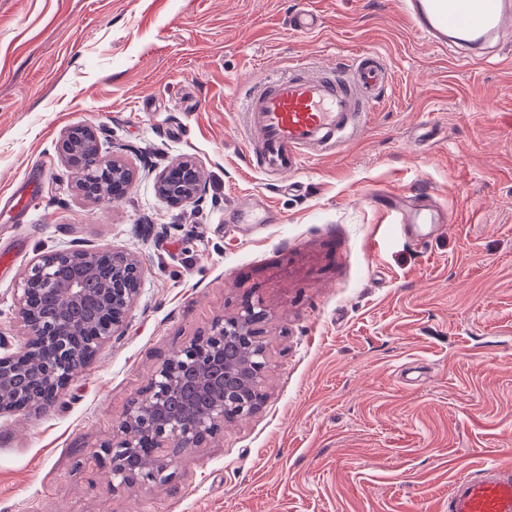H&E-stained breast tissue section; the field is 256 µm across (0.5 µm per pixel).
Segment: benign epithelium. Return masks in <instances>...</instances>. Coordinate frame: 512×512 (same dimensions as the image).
<instances>
[{"label":"benign epithelium","instance_id":"benign-epithelium-1","mask_svg":"<svg viewBox=\"0 0 512 512\" xmlns=\"http://www.w3.org/2000/svg\"><path fill=\"white\" fill-rule=\"evenodd\" d=\"M65 166L74 169L92 161L93 181L76 186L84 198L111 202L117 192L100 193L105 180L118 187L133 180V171L110 154L99 130L91 124L67 128L57 143ZM157 194L172 206L196 203L205 191L204 175L190 159L164 168L155 180ZM144 266L138 256L110 249L59 248L37 255L15 290V318L27 336L14 351L0 353V414L39 410L56 404L71 382V355L86 361L124 332L138 296ZM55 296L65 307H88L93 316L75 323L60 315L32 328L41 299ZM268 311L263 302L247 301L239 311L213 321L208 333L174 351L150 375L147 389L135 397L112 438L93 451L107 468L108 485L116 492L140 482L167 480L177 455L199 448L224 428L246 418L261 406L269 358L265 345ZM24 373L37 389L20 392L16 378ZM192 374L193 394L181 408L168 407V398ZM151 464L138 471L129 467L142 449Z\"/></svg>","mask_w":512,"mask_h":512}]
</instances>
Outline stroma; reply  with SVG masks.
Masks as SVG:
<instances>
[{
	"label": "stroma",
	"instance_id": "1",
	"mask_svg": "<svg viewBox=\"0 0 512 512\" xmlns=\"http://www.w3.org/2000/svg\"><path fill=\"white\" fill-rule=\"evenodd\" d=\"M319 29L301 33V9ZM371 51L390 85L365 126L292 186L260 173L236 119L266 73ZM92 123L137 174L78 195L56 144ZM189 157L201 203L155 175ZM0 341L37 253L114 248L145 275L122 336L45 411L0 414V512H446L448 487L512 459V65L461 63L395 0H0ZM451 218L400 233L386 197ZM265 202L242 224L231 205ZM270 316L266 398L181 453L168 481L110 493L87 456L165 357L246 300Z\"/></svg>",
	"mask_w": 512,
	"mask_h": 512
}]
</instances>
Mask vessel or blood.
<instances>
[{
    "label": "vessel or blood",
    "mask_w": 512,
    "mask_h": 512,
    "mask_svg": "<svg viewBox=\"0 0 512 512\" xmlns=\"http://www.w3.org/2000/svg\"><path fill=\"white\" fill-rule=\"evenodd\" d=\"M412 29L431 46L468 61L512 46V0H399ZM389 73L363 53L342 67L297 64L251 85L238 101L239 123L261 172L293 176L313 152L333 153L357 135L379 103ZM403 233L427 237L444 219L421 194L393 196ZM446 512H512V464L481 465L453 481Z\"/></svg>",
    "instance_id": "1"
}]
</instances>
